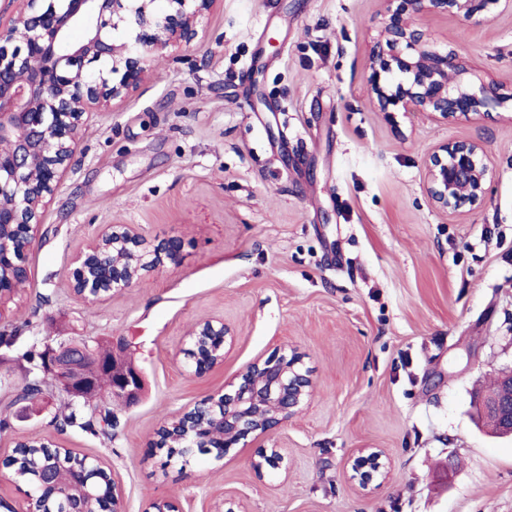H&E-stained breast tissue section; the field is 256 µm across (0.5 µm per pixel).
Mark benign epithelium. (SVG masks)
<instances>
[{"label":"benign epithelium","instance_id":"benign-epithelium-1","mask_svg":"<svg viewBox=\"0 0 512 512\" xmlns=\"http://www.w3.org/2000/svg\"><path fill=\"white\" fill-rule=\"evenodd\" d=\"M15 12L0 17V298L27 275L28 248L46 205L77 154L85 115L96 106L121 102L151 73L152 60L188 44L219 0H16ZM384 18L369 56L370 101L379 112H425L448 123L472 120L499 103L495 88L476 85L468 61L453 49L430 42L415 22L424 13H455L471 24L484 22L512 0H383ZM495 173L477 141H445L425 160V191L442 211H474L485 203ZM119 243L134 266L105 260L104 246ZM181 240L148 241L136 224L103 227L80 252L71 286L81 296L105 298L145 276L174 264ZM213 337L215 359L196 363L190 348L186 362L203 377L224 362L231 328L221 317L198 321L190 335ZM44 363L53 382L23 400L35 405L53 391L79 397L93 386L103 362L89 343L64 341L45 349ZM112 394L123 403L139 395L141 376L116 368ZM314 388L305 355L288 344L265 360L251 363L221 395H211L177 419H193L202 431L213 422L224 430V447L215 458L248 447L296 416ZM498 434L512 437V393L495 405ZM251 461L256 473L276 469L279 448ZM353 478L365 490L387 479L390 461L381 448H361L353 459Z\"/></svg>","mask_w":512,"mask_h":512}]
</instances>
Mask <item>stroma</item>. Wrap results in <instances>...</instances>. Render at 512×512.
<instances>
[{"mask_svg": "<svg viewBox=\"0 0 512 512\" xmlns=\"http://www.w3.org/2000/svg\"><path fill=\"white\" fill-rule=\"evenodd\" d=\"M382 10L219 0L202 38L89 116L27 253L26 292L0 318L18 332L0 345V512H26L1 461L34 437L110 467L124 512L161 498L178 512L221 499L246 512H512V438L472 418L475 392L512 365V12L418 16L502 98L446 125L371 107ZM446 140L480 141L496 172L477 211L438 210L425 193L426 156ZM107 224L180 237L177 263L108 298L75 294L76 259ZM208 316L234 339L198 378L181 350ZM74 337L111 340L141 373L138 400L112 406L111 440L62 426L65 396L38 415L16 401L26 351ZM287 344L313 370L302 411L223 461L164 467L157 429ZM267 448L284 461L260 476L250 462ZM362 448L390 460L365 490L351 468Z\"/></svg>", "mask_w": 512, "mask_h": 512, "instance_id": "stroma-1", "label": "stroma"}]
</instances>
